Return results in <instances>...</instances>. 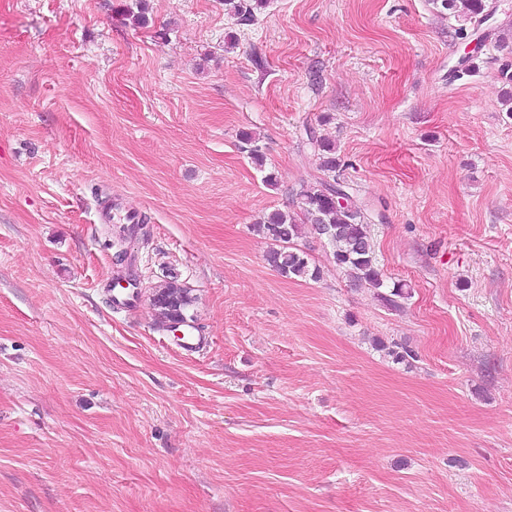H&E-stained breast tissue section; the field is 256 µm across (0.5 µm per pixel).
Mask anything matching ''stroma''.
<instances>
[{
	"label": "stroma",
	"mask_w": 512,
	"mask_h": 512,
	"mask_svg": "<svg viewBox=\"0 0 512 512\" xmlns=\"http://www.w3.org/2000/svg\"><path fill=\"white\" fill-rule=\"evenodd\" d=\"M132 3L0 0V512H512V44L460 70L428 0ZM311 133L399 308L314 234L317 278L269 264ZM109 201L149 231L128 309ZM265 1L267 0H224V5L239 25L248 26L257 20L256 12L265 6ZM167 278L153 291L152 304L157 309L162 324L169 328L171 322L188 323L187 318H191L189 310L195 298L191 295L190 288L181 283L176 275H169Z\"/></svg>",
	"instance_id": "35a3bbf8"
}]
</instances>
